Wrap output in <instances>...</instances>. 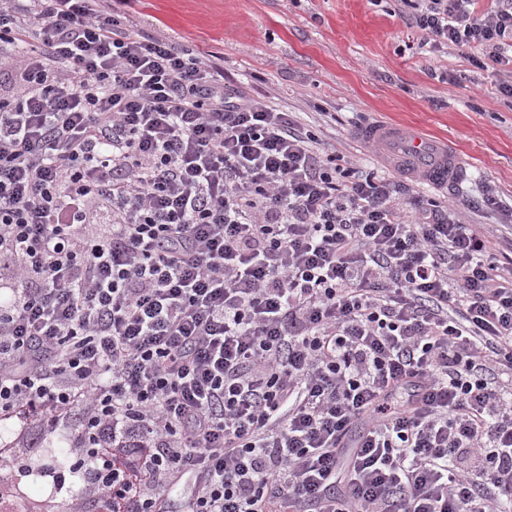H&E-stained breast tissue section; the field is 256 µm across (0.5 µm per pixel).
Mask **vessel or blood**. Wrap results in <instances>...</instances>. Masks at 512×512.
<instances>
[{
  "label": "vessel or blood",
  "instance_id": "1",
  "mask_svg": "<svg viewBox=\"0 0 512 512\" xmlns=\"http://www.w3.org/2000/svg\"><path fill=\"white\" fill-rule=\"evenodd\" d=\"M360 138L365 143L380 145L396 153L402 170L418 173L431 186H448L462 174L455 151L441 143L422 139L407 127L375 122L361 129Z\"/></svg>",
  "mask_w": 512,
  "mask_h": 512
}]
</instances>
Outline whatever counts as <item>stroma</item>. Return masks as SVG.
<instances>
[{
  "label": "stroma",
  "mask_w": 512,
  "mask_h": 512,
  "mask_svg": "<svg viewBox=\"0 0 512 512\" xmlns=\"http://www.w3.org/2000/svg\"><path fill=\"white\" fill-rule=\"evenodd\" d=\"M403 0H129L124 15L152 36L212 61L224 79L292 113L336 162L403 183L450 221L472 224L495 253L512 251V68L473 65L477 48H430L406 27ZM406 125L450 143L457 185L415 180L363 142L359 124ZM492 191L497 203L484 205Z\"/></svg>",
  "instance_id": "1"
}]
</instances>
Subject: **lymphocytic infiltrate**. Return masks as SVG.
<instances>
[{"instance_id":"1","label":"lymphocytic infiltrate","mask_w":512,"mask_h":512,"mask_svg":"<svg viewBox=\"0 0 512 512\" xmlns=\"http://www.w3.org/2000/svg\"><path fill=\"white\" fill-rule=\"evenodd\" d=\"M0 0V470L95 512H512V267L121 20ZM410 0L512 63V0ZM67 434L66 433H48L43 432L42 427L36 423L29 430L28 434L20 440V446L36 448L38 451L37 458L49 456L50 450L58 453L63 446ZM40 455V457L38 456Z\"/></svg>"}]
</instances>
